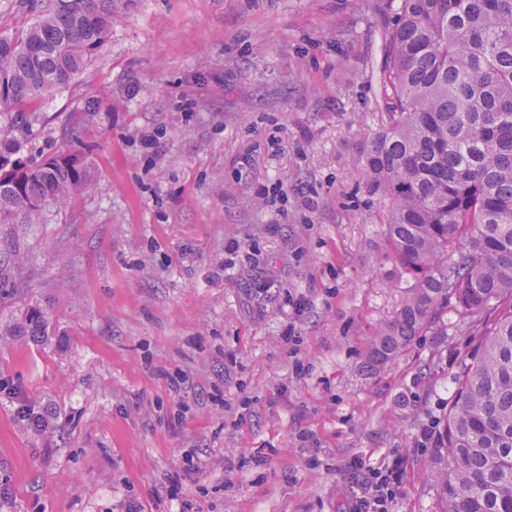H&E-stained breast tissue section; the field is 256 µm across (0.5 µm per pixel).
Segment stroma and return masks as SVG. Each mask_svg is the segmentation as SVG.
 Segmentation results:
<instances>
[{"mask_svg":"<svg viewBox=\"0 0 512 512\" xmlns=\"http://www.w3.org/2000/svg\"><path fill=\"white\" fill-rule=\"evenodd\" d=\"M399 6L134 0L42 101L21 155L78 138L96 191L27 231L0 298V382L48 419L0 393V512H347L350 463L398 456L392 512H434L421 432L497 311L368 359L409 294L361 162ZM31 305L47 335L17 334Z\"/></svg>","mask_w":512,"mask_h":512,"instance_id":"1","label":"stroma"}]
</instances>
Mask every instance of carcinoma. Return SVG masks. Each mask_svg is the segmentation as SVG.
<instances>
[{"label":"carcinoma","mask_w":512,"mask_h":512,"mask_svg":"<svg viewBox=\"0 0 512 512\" xmlns=\"http://www.w3.org/2000/svg\"><path fill=\"white\" fill-rule=\"evenodd\" d=\"M132 0H47L20 35L0 36V116L33 111L67 88ZM382 83L390 102L370 137L365 175L388 202L385 243L409 296L369 346L399 354L454 302L482 317L512 297V0H401L388 28ZM0 126V290L22 284L17 229L38 223L31 202L55 207L95 190L78 149L13 161ZM30 306L17 332L43 336ZM435 512H512V302L485 328L456 375L453 403L428 460Z\"/></svg>","instance_id":"carcinoma-1"}]
</instances>
